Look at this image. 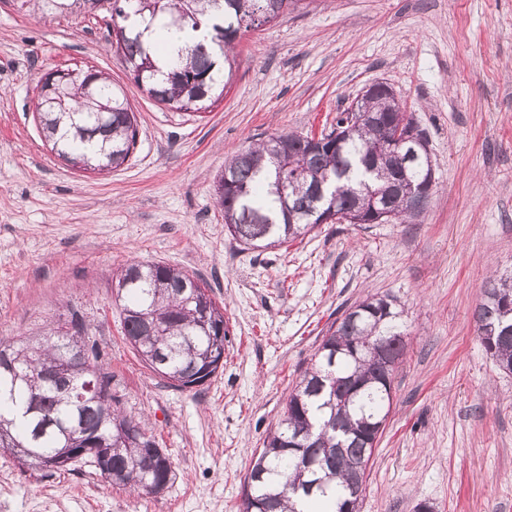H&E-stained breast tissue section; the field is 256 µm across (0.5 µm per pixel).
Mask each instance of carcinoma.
<instances>
[{
    "mask_svg": "<svg viewBox=\"0 0 512 512\" xmlns=\"http://www.w3.org/2000/svg\"><path fill=\"white\" fill-rule=\"evenodd\" d=\"M114 29L134 81L155 101L175 111L200 112L224 93L235 60L232 44L243 27L283 15L300 0H120ZM161 18L170 28L210 32L207 44L185 48V56L163 71L142 26ZM37 122L52 152L67 164L104 174L127 162L138 123L124 95L102 72L87 69L69 79L52 72L37 84ZM411 133L419 153L407 147L398 157L391 147L396 123ZM310 151L306 137L279 135L237 152L225 162L232 188H215L231 237L247 249L294 240L319 226L312 210L356 212L373 224L378 194L393 183L414 181L431 165L428 139L412 117L378 96L363 97L336 118V128ZM395 219L418 217L428 205L406 209L390 200ZM193 277L160 263L134 261L115 277L123 332L142 361L170 383L191 377L224 354V312L206 287L190 302L184 284ZM474 320L485 350L512 373V276H491L481 288ZM392 304L372 295L344 312L320 344L315 362L288 396L282 418L256 456L246 478L239 512H298L300 501L321 512H358L364 470L371 459V428L386 420L390 402L381 368L365 355L380 342L394 360L402 358L405 324L391 308L377 317L371 308ZM148 314L155 325L141 319ZM65 324L76 336L49 330L37 339L9 347L11 365L0 368V448L22 466L56 470L79 430L108 440L106 464L113 486L150 494L151 483L173 477L169 457L157 448L145 423L123 415L112 396V377L102 353L85 340L83 316L74 311ZM85 349L82 364L62 363L69 346ZM60 367L68 387L45 382L39 372Z\"/></svg>",
    "mask_w": 512,
    "mask_h": 512,
    "instance_id": "obj_1",
    "label": "carcinoma"
}]
</instances>
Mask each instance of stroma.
Here are the masks:
<instances>
[{"mask_svg":"<svg viewBox=\"0 0 512 512\" xmlns=\"http://www.w3.org/2000/svg\"><path fill=\"white\" fill-rule=\"evenodd\" d=\"M108 12L47 18L0 0V339L72 311L110 363L119 408L172 460L162 494L79 461L53 474L0 452V512H238L245 477L331 325L370 295L404 311L407 348L360 512H512V373L473 312L512 271V0H301L241 31L205 111L155 102L114 45ZM110 76L135 112L134 156L106 174L62 163L35 119L56 69ZM384 82L429 140L436 187L410 222L322 224L274 248L234 241L214 182L276 135H318ZM194 276L224 309V363L171 386L126 340L112 275L130 259Z\"/></svg>","mask_w":512,"mask_h":512,"instance_id":"stroma-1","label":"stroma"}]
</instances>
